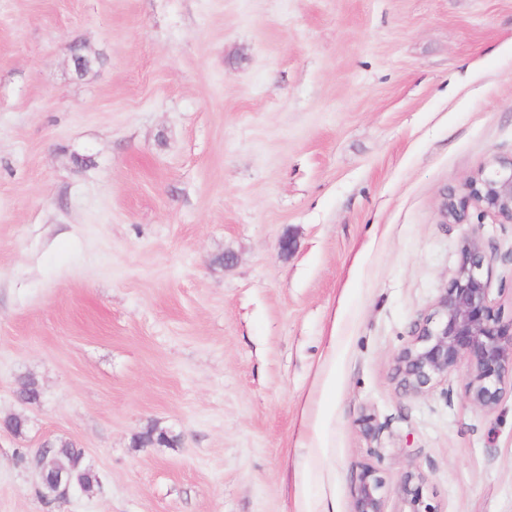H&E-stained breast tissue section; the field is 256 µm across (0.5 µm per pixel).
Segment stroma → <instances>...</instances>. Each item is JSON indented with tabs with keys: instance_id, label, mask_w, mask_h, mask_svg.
<instances>
[{
	"instance_id": "obj_1",
	"label": "stroma",
	"mask_w": 512,
	"mask_h": 512,
	"mask_svg": "<svg viewBox=\"0 0 512 512\" xmlns=\"http://www.w3.org/2000/svg\"><path fill=\"white\" fill-rule=\"evenodd\" d=\"M510 157L512 0H0V512H512V393L395 375L464 238L512 319V223L440 213ZM51 444L40 448L34 457V462L38 467L42 480L49 488L45 496L52 499L67 497L74 490L70 476L63 470L47 469L45 467L53 448H56V464L72 472L76 479V484L81 486H90L97 484L98 475L87 465L84 464V452L77 448L72 442L67 440H57ZM384 482L379 469L366 466L360 472L355 488V512H384L382 489ZM420 476L412 472H408L402 481L401 492L408 511L402 512H433L428 504H425L422 498V490L420 485Z\"/></svg>"
}]
</instances>
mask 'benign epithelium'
<instances>
[{
    "label": "benign epithelium",
    "mask_w": 512,
    "mask_h": 512,
    "mask_svg": "<svg viewBox=\"0 0 512 512\" xmlns=\"http://www.w3.org/2000/svg\"><path fill=\"white\" fill-rule=\"evenodd\" d=\"M472 208L480 219L489 216L512 223V160L478 171L461 191L447 193L441 214L445 222L461 224ZM489 261L482 239H464L449 285L432 311L417 321L414 340L396 358V376L405 391L426 392L464 358L470 362L466 398L472 405L491 412L512 386V320H503L492 305L491 281L484 274ZM51 451L47 445L39 449L34 462L49 488L46 497L59 499L69 495L73 484L65 471L45 467ZM383 487L379 469L364 467L355 488V512H384ZM401 492L408 512H432L423 501L420 476L407 473Z\"/></svg>",
    "instance_id": "1"
}]
</instances>
